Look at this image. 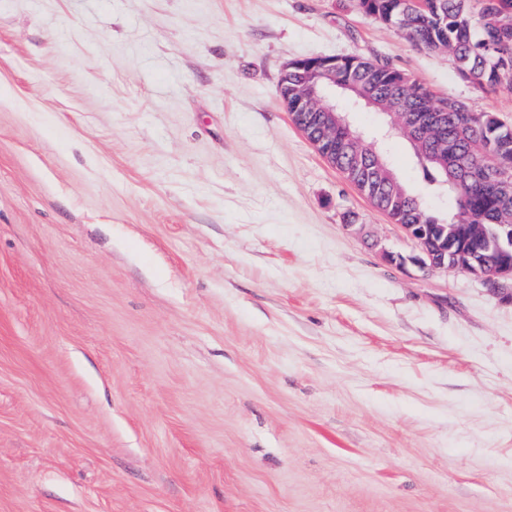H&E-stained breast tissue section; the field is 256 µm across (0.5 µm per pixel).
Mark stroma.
Segmentation results:
<instances>
[{
  "label": "stroma",
  "instance_id": "stroma-1",
  "mask_svg": "<svg viewBox=\"0 0 512 512\" xmlns=\"http://www.w3.org/2000/svg\"><path fill=\"white\" fill-rule=\"evenodd\" d=\"M346 55L512 123L355 0H0V512H512V288L280 100Z\"/></svg>",
  "mask_w": 512,
  "mask_h": 512
}]
</instances>
